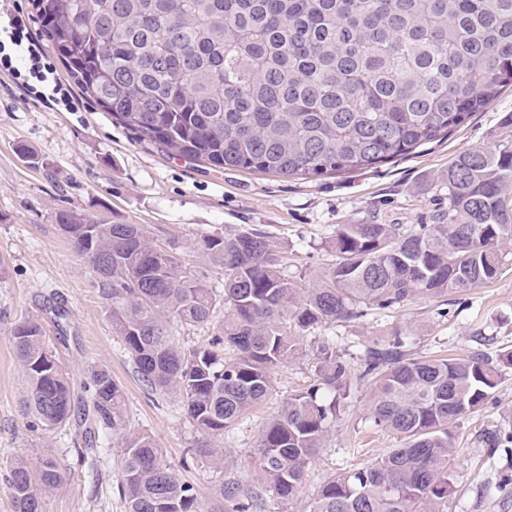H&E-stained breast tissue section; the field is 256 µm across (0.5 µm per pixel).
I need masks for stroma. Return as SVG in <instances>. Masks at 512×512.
I'll use <instances>...</instances> for the list:
<instances>
[{
	"instance_id": "obj_1",
	"label": "stroma",
	"mask_w": 512,
	"mask_h": 512,
	"mask_svg": "<svg viewBox=\"0 0 512 512\" xmlns=\"http://www.w3.org/2000/svg\"><path fill=\"white\" fill-rule=\"evenodd\" d=\"M512 115V90L473 113L441 141L375 169L328 174L315 180L272 173L214 169L174 158L134 140L111 114L89 100L77 112L50 109L0 73V512H14L6 477L19 458L53 455L62 484L46 495L42 512H125L121 493V435L102 459L78 452L77 424L58 430L35 425L24 403L23 371L10 331L25 318L40 322L81 392L92 367L107 368L125 394L126 428L150 433L166 462L211 501L223 482L241 490L256 485L257 444L267 421L288 397L309 384L313 341L335 337L352 358L408 338L413 357L489 352L502 378L482 410L454 428L456 491L445 512H512V447L481 441L492 429L512 431V261L485 286L439 298L416 297L383 316L321 325L308 332L297 358L272 376L265 401L224 433V465L190 457L199 435L176 396L139 381L121 339L112 332V298L73 251L55 221L61 209L80 211L102 224H140L162 248H174L190 270H202L211 287L224 273L210 266L197 243L204 236L265 231L288 257L289 279L312 286L336 262L332 241L340 225L426 224L447 208L441 177L460 152L491 147ZM29 155H22L21 147ZM371 390L358 385L345 400L293 501L267 497L261 512H309L329 476L362 466L398 447L396 436L372 427Z\"/></svg>"
}]
</instances>
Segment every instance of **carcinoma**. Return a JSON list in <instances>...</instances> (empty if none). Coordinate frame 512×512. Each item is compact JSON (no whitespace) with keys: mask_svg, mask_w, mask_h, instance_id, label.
I'll list each match as a JSON object with an SVG mask.
<instances>
[{"mask_svg":"<svg viewBox=\"0 0 512 512\" xmlns=\"http://www.w3.org/2000/svg\"><path fill=\"white\" fill-rule=\"evenodd\" d=\"M85 98L139 142L224 169L316 179L375 168L439 141L512 87V0H30ZM505 137L448 164V208L430 224H342L337 261L306 288L254 229L205 236L222 291L140 224H97L75 210L56 223L112 288V331L145 386L176 395L205 436L195 457L223 465L224 430L268 393L272 374L317 325L359 319L412 298L468 291L498 278L512 255V115ZM224 320L208 345L184 349L174 320ZM10 337L29 414L49 429L73 421L103 450L125 426L124 394L91 371L78 405L65 368L34 319ZM403 336L364 352L317 340L313 383L288 398L258 443L262 486L221 484L204 506L154 437L122 445L125 512H252L263 494L292 500L353 386L370 384L373 426L400 445L324 481L310 512H444L455 492L453 426L480 411L501 374L489 355L409 358ZM64 477L57 460L18 459L15 512H41Z\"/></svg>","mask_w":512,"mask_h":512,"instance_id":"1","label":"carcinoma"}]
</instances>
